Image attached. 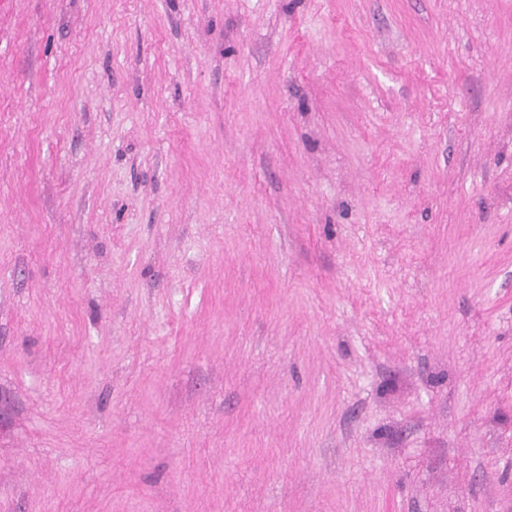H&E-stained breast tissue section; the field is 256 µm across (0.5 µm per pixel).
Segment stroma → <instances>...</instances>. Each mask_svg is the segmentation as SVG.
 <instances>
[{
	"label": "stroma",
	"mask_w": 512,
	"mask_h": 512,
	"mask_svg": "<svg viewBox=\"0 0 512 512\" xmlns=\"http://www.w3.org/2000/svg\"><path fill=\"white\" fill-rule=\"evenodd\" d=\"M0 512H512V0L0 5Z\"/></svg>",
	"instance_id": "obj_1"
}]
</instances>
